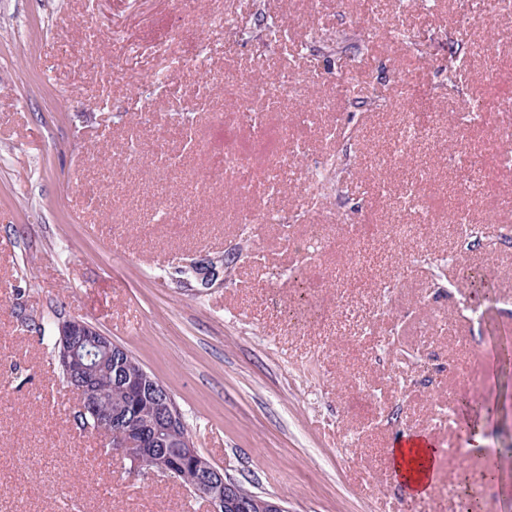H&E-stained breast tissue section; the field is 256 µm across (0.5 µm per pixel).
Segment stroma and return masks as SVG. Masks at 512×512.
Masks as SVG:
<instances>
[{
  "label": "stroma",
  "instance_id": "1",
  "mask_svg": "<svg viewBox=\"0 0 512 512\" xmlns=\"http://www.w3.org/2000/svg\"><path fill=\"white\" fill-rule=\"evenodd\" d=\"M0 0V512H210L171 479L131 472L81 429L78 405L55 357L58 317L91 322L124 346L171 393L195 447L245 487L282 498L288 512H452L462 474L484 512H512V496L484 482L512 483V363L491 349L512 333V246L471 248L465 267L494 286L481 322L458 318L445 297L455 270L418 266L417 256L454 253L448 204L473 188L470 218L498 221L512 198V167L498 163L494 132L512 126V15L472 0ZM425 43L416 53L413 43ZM112 60L116 75L71 53ZM456 66L457 91L446 85ZM279 89V113L263 133L236 124L247 99L228 86ZM209 92L200 107L197 89ZM432 118L400 146L418 98ZM483 112L466 129L472 102ZM192 128L194 151L157 141V130ZM180 154L179 171L156 166L157 150ZM241 156L254 184L271 171L281 191L241 194L234 178L206 181L225 152ZM344 156V193L309 202L323 156ZM207 191L193 223L170 231L161 197ZM416 186L423 215L401 216ZM317 224L373 228L360 245L310 260L288 249L274 224L245 229L258 209ZM407 219L403 237L388 227ZM238 251L223 287L177 286L176 267L199 255ZM302 267L320 313L289 324V272ZM399 288L372 334L336 324L371 313L388 276ZM436 342L454 373L426 384L420 337L434 318ZM384 353L373 364L371 352ZM373 389L365 396L350 380ZM482 412L481 450L449 426V395ZM440 448L439 475L419 496L387 478L386 455L404 435Z\"/></svg>",
  "mask_w": 512,
  "mask_h": 512
}]
</instances>
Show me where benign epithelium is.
Masks as SVG:
<instances>
[{
    "mask_svg": "<svg viewBox=\"0 0 512 512\" xmlns=\"http://www.w3.org/2000/svg\"><path fill=\"white\" fill-rule=\"evenodd\" d=\"M226 269L223 256L201 255L184 267L175 269L172 280L179 286L203 291L224 286ZM57 358L65 374L69 389L78 395V412L84 429L99 432L112 425V411L104 407L101 394L91 382L96 377L99 363L112 361L115 376L137 390L153 394L159 407V420H149L146 426L127 430L126 439L112 454L130 461L135 470H145L153 475L173 477L175 460L157 436L161 425L174 426L178 409L168 389L149 373L142 371L130 376L122 371L123 363L114 356L112 340L90 322L69 317L57 323ZM178 455L193 461L198 467L199 478L193 489L209 502L211 512H288L282 499L267 495L249 500L240 495L236 480L224 470L207 462L188 437L183 439Z\"/></svg>",
    "mask_w": 512,
    "mask_h": 512,
    "instance_id": "obj_1",
    "label": "benign epithelium"
}]
</instances>
